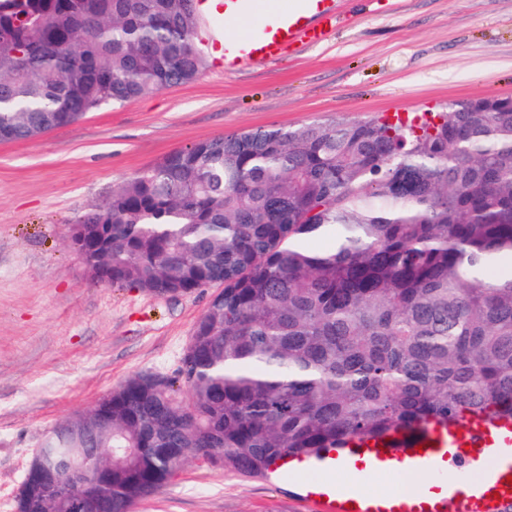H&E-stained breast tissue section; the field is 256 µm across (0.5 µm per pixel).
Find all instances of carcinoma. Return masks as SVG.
<instances>
[{
	"label": "carcinoma",
	"instance_id": "cac0c4a2",
	"mask_svg": "<svg viewBox=\"0 0 512 512\" xmlns=\"http://www.w3.org/2000/svg\"><path fill=\"white\" fill-rule=\"evenodd\" d=\"M201 26L195 0H0V141L195 80ZM100 224L96 281L218 291L177 377H131L41 444L64 488L63 463L93 452L99 512H129L191 459L263 475L467 412L512 421V98L227 132L113 191L73 245ZM17 508L79 512L34 479Z\"/></svg>",
	"mask_w": 512,
	"mask_h": 512
}]
</instances>
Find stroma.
I'll return each mask as SVG.
<instances>
[{
  "label": "stroma",
  "mask_w": 512,
  "mask_h": 512,
  "mask_svg": "<svg viewBox=\"0 0 512 512\" xmlns=\"http://www.w3.org/2000/svg\"><path fill=\"white\" fill-rule=\"evenodd\" d=\"M315 46L0 142V512L45 436L136 375L176 377L210 292L92 283L79 214L168 154L229 131L416 113L512 96V0H340ZM131 512H306L295 484L199 458Z\"/></svg>",
  "instance_id": "35a3bbf8"
}]
</instances>
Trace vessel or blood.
Here are the masks:
<instances>
[{
	"instance_id": "1",
	"label": "vessel or blood",
	"mask_w": 512,
	"mask_h": 512,
	"mask_svg": "<svg viewBox=\"0 0 512 512\" xmlns=\"http://www.w3.org/2000/svg\"><path fill=\"white\" fill-rule=\"evenodd\" d=\"M231 28L224 31L221 53L225 69L251 61L278 58L296 44L314 45L325 39L337 20V0H215ZM250 28H240V21ZM355 475H426L413 492L373 495L322 481L300 484L302 499L314 512H507L512 506V427H492L479 418L460 425H434L410 438L407 445L351 439L347 447L316 458H276L269 477L286 480L302 471Z\"/></svg>"
}]
</instances>
